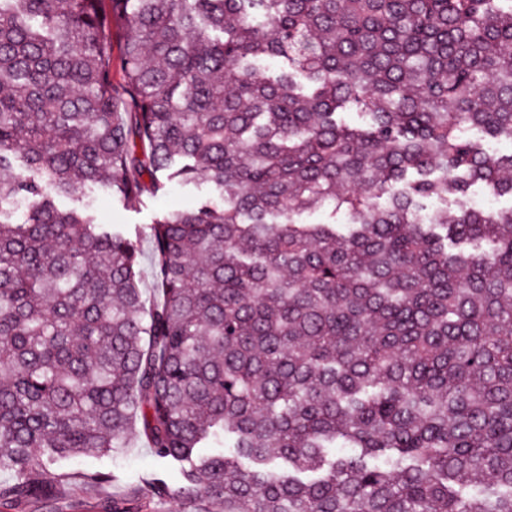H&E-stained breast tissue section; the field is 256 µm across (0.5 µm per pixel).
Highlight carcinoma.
<instances>
[{"label":"carcinoma","instance_id":"cac0c4a2","mask_svg":"<svg viewBox=\"0 0 512 512\" xmlns=\"http://www.w3.org/2000/svg\"><path fill=\"white\" fill-rule=\"evenodd\" d=\"M473 131L512 141V0H0V500L139 431L195 512H512V207L467 200L512 153ZM173 181L218 200L149 225L152 298L54 202Z\"/></svg>","mask_w":512,"mask_h":512}]
</instances>
